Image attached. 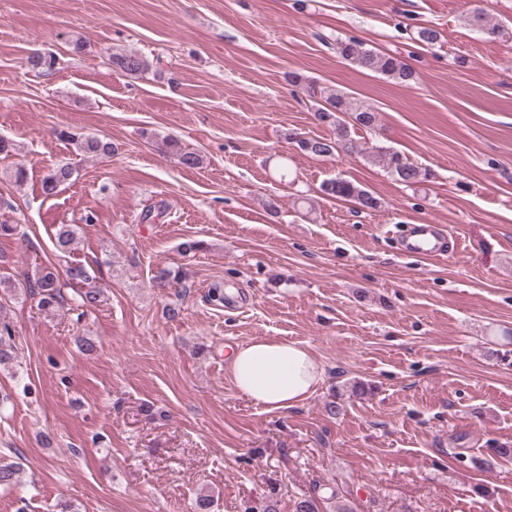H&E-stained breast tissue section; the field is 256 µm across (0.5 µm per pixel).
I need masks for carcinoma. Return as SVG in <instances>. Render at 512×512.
Returning <instances> with one entry per match:
<instances>
[{
    "mask_svg": "<svg viewBox=\"0 0 512 512\" xmlns=\"http://www.w3.org/2000/svg\"><path fill=\"white\" fill-rule=\"evenodd\" d=\"M465 21L492 40L502 35L501 27L491 22L479 6L473 7L466 14ZM442 38V33L435 28L420 27L415 30L414 39L429 48L441 46ZM334 50L338 57L357 68L404 84L417 80V72L401 56L384 53L354 36L336 38ZM111 60L115 69L134 78L146 73L150 68L149 61L134 51L115 53ZM289 80L303 90L313 102L315 120L332 129V133L327 137L297 140L302 152L315 158H330L341 151L353 155L360 154L381 166L394 180L409 187L430 180V170L411 161L399 151L383 146H373L369 149L361 146L355 138V130H373L378 123L377 112L370 105L347 92L325 90L297 75L289 76ZM58 136L71 141L83 155L99 156L112 153V142L105 139L78 137L64 129L58 132ZM166 147L179 157L180 163L185 167L196 168L201 164V158L197 153L183 149L173 138L166 140ZM72 174L73 169L67 163L50 170L42 180L44 194H54L60 185L70 180ZM321 191L329 197L352 202L361 211L378 207L377 199L368 190L340 175L325 181ZM75 240V228L62 224L55 233V249L61 254H68L72 251ZM89 280L90 277L82 265H72L68 268L67 283L82 287L78 293V306L83 308L93 306L98 300V291L89 286ZM22 292L38 296V306L48 312L64 306L61 279L57 271L51 267L41 268L34 280H29L22 286Z\"/></svg>",
    "mask_w": 512,
    "mask_h": 512,
    "instance_id": "1",
    "label": "carcinoma"
}]
</instances>
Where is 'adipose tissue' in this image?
Returning a JSON list of instances; mask_svg holds the SVG:
<instances>
[{"instance_id":"ef3b65f1","label":"adipose tissue","mask_w":512,"mask_h":512,"mask_svg":"<svg viewBox=\"0 0 512 512\" xmlns=\"http://www.w3.org/2000/svg\"><path fill=\"white\" fill-rule=\"evenodd\" d=\"M229 371L237 391L269 411L302 404L324 378L306 346L282 338L261 337L233 349Z\"/></svg>"}]
</instances>
